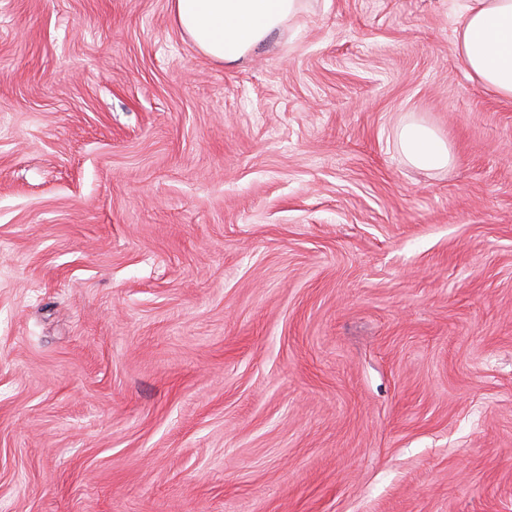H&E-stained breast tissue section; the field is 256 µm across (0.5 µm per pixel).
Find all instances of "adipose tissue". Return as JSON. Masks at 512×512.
<instances>
[{"mask_svg":"<svg viewBox=\"0 0 512 512\" xmlns=\"http://www.w3.org/2000/svg\"><path fill=\"white\" fill-rule=\"evenodd\" d=\"M170 7L179 27L205 55L233 62L295 16L301 0H170ZM454 49L472 79L512 99V0H467ZM399 145L418 167H445L453 161L447 142L419 123L401 128Z\"/></svg>","mask_w":512,"mask_h":512,"instance_id":"ef3b65f1","label":"adipose tissue"}]
</instances>
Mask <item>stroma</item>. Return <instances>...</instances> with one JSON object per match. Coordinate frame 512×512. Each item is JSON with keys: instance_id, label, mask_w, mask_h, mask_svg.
<instances>
[{"instance_id": "1", "label": "stroma", "mask_w": 512, "mask_h": 512, "mask_svg": "<svg viewBox=\"0 0 512 512\" xmlns=\"http://www.w3.org/2000/svg\"><path fill=\"white\" fill-rule=\"evenodd\" d=\"M461 9L304 0L228 63L169 0H0V512H512V99ZM399 145L406 159L418 167L439 168L453 162L448 143L423 124L404 125L399 132Z\"/></svg>"}]
</instances>
